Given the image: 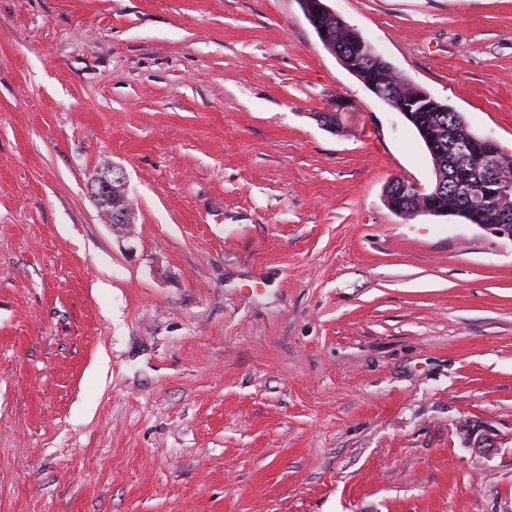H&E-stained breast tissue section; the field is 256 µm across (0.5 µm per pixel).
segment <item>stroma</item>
Listing matches in <instances>:
<instances>
[{
    "label": "stroma",
    "mask_w": 512,
    "mask_h": 512,
    "mask_svg": "<svg viewBox=\"0 0 512 512\" xmlns=\"http://www.w3.org/2000/svg\"><path fill=\"white\" fill-rule=\"evenodd\" d=\"M326 3L512 155V0ZM397 178L300 0H0V512H512V240ZM110 179H112L111 196H110L109 202L106 204V206L101 207L102 205L105 204V202H103V199L105 198L104 193L106 191V186ZM97 184H98L97 191L95 192ZM93 194H94L99 206L102 209H107V210L112 211V213H110V217H111L110 222L111 223H112L113 212L126 210L127 221L125 224H127V225L131 224V218H132V214L134 211V203H133L132 198L128 194L125 181L118 180L115 177L108 178V177L104 176L101 179H97V181L94 185V188H93ZM443 185L444 182L439 177L430 188H425L417 182L395 179L386 190V200L393 211L399 214H405L407 203L417 205L418 210L415 214L447 213V210L438 206ZM471 446L480 453L492 452L498 447L500 438L492 429L481 428L478 426L470 431Z\"/></svg>",
    "instance_id": "stroma-1"
}]
</instances>
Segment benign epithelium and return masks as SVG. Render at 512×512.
Here are the masks:
<instances>
[{
  "instance_id": "1",
  "label": "benign epithelium",
  "mask_w": 512,
  "mask_h": 512,
  "mask_svg": "<svg viewBox=\"0 0 512 512\" xmlns=\"http://www.w3.org/2000/svg\"><path fill=\"white\" fill-rule=\"evenodd\" d=\"M320 12L342 24L351 46L357 48L363 44L359 32L344 23L326 4H320ZM382 100L400 112L407 121L416 123L412 108L403 105L395 93L383 94ZM501 157L499 145L490 137L464 143L458 148L455 162L448 168V180H463L467 177L483 180L484 190L469 199L465 213L473 224L512 240V203L509 202L512 198V180L502 174ZM443 185L444 182L439 178L429 188L417 182L396 179L386 190V200L393 211L399 214L405 213L408 203L417 205L419 214H443L445 210L438 206ZM470 440L471 446L480 453H489L499 445L498 434L487 428L471 430Z\"/></svg>"
}]
</instances>
